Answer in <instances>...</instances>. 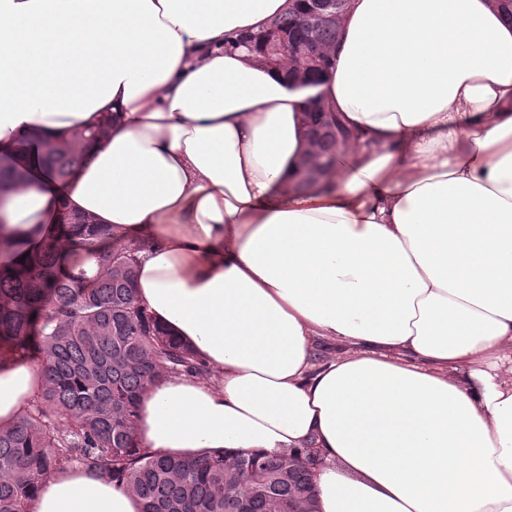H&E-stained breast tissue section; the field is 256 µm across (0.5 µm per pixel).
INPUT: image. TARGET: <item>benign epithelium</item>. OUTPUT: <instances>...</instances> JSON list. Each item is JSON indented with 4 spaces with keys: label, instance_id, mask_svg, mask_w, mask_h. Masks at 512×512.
Masks as SVG:
<instances>
[{
    "label": "benign epithelium",
    "instance_id": "benign-epithelium-1",
    "mask_svg": "<svg viewBox=\"0 0 512 512\" xmlns=\"http://www.w3.org/2000/svg\"><path fill=\"white\" fill-rule=\"evenodd\" d=\"M305 3L304 21L277 31L276 37L271 40L262 35L260 41L250 43L252 47H259V52L270 64L276 65L290 55L298 59L295 71L289 77L293 88L313 85L317 70L331 51V47L325 45L314 47L316 32L313 22L324 24L341 20L349 0H305Z\"/></svg>",
    "mask_w": 512,
    "mask_h": 512
}]
</instances>
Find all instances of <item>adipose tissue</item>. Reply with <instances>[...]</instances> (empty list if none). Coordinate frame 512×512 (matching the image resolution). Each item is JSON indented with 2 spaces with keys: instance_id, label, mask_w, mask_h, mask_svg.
Segmentation results:
<instances>
[{
  "instance_id": "adipose-tissue-1",
  "label": "adipose tissue",
  "mask_w": 512,
  "mask_h": 512,
  "mask_svg": "<svg viewBox=\"0 0 512 512\" xmlns=\"http://www.w3.org/2000/svg\"><path fill=\"white\" fill-rule=\"evenodd\" d=\"M294 0H0V148L107 136L65 184L30 166L0 264L62 211L140 240L137 300L205 362L147 389L162 456L318 448L319 512H512V23L494 0H350L321 85L351 133L296 189L305 91L239 34ZM344 346L321 362L317 343ZM0 360V425L41 391ZM27 512H141L106 473Z\"/></svg>"
}]
</instances>
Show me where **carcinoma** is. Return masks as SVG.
I'll list each match as a JSON object with an SVG mask.
<instances>
[{"instance_id":"1","label":"carcinoma","mask_w":512,"mask_h":512,"mask_svg":"<svg viewBox=\"0 0 512 512\" xmlns=\"http://www.w3.org/2000/svg\"><path fill=\"white\" fill-rule=\"evenodd\" d=\"M111 118L87 128L85 141L106 136ZM349 134L333 118L320 136L322 171H298L297 187L325 177ZM18 154L35 153L57 180L82 161L65 142L25 138ZM24 169L0 152V192ZM112 231L68 212L37 256L0 265V353L41 355L46 383L12 425L0 427V512H27L48 473L77 464L104 471L140 499L141 512H318L314 477L323 466L315 448L212 452L183 458L139 445L134 425L144 391L169 374H204L192 349L163 331L135 296L140 244L101 251L93 240ZM97 255L92 276L80 253Z\"/></svg>"}]
</instances>
